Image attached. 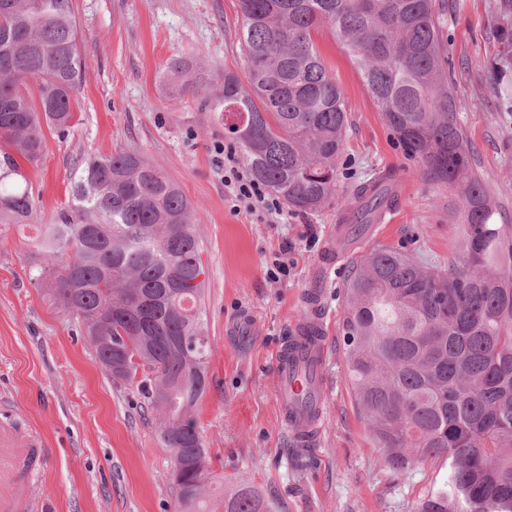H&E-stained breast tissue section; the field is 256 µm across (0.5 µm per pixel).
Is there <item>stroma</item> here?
I'll use <instances>...</instances> for the list:
<instances>
[{
    "mask_svg": "<svg viewBox=\"0 0 512 512\" xmlns=\"http://www.w3.org/2000/svg\"><path fill=\"white\" fill-rule=\"evenodd\" d=\"M493 4L434 0L474 169L498 203L494 222L512 225V112L489 85L501 49ZM73 10L85 72L72 127L66 138L47 136L38 165H20L37 200L34 223L0 227V425L41 444L29 498L43 512H176L174 459L147 399L104 371L39 278L37 227L68 204L80 158L133 149L165 170L201 218L211 353L195 418L210 471L228 486L255 485L279 512H415L448 464L428 459L396 472L383 463L347 378L345 289L352 260L378 247L447 267L461 240L458 188L430 180L406 156L357 65L324 26L314 41L349 120L336 192L313 213L285 204L234 210L224 185L223 121L200 97L172 100L163 75L183 57L203 63L217 82L228 70L245 76L239 0H73ZM390 172L394 204L355 234L347 265L336 266L337 225L354 226L359 189ZM277 256L289 272L275 279L269 270ZM313 293L329 396L320 435L302 448L279 415L274 359L304 322Z\"/></svg>",
    "mask_w": 512,
    "mask_h": 512,
    "instance_id": "obj_1",
    "label": "stroma"
}]
</instances>
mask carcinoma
<instances>
[{"instance_id":"cac0c4a2","label":"carcinoma","mask_w":512,"mask_h":512,"mask_svg":"<svg viewBox=\"0 0 512 512\" xmlns=\"http://www.w3.org/2000/svg\"><path fill=\"white\" fill-rule=\"evenodd\" d=\"M247 84L224 72L211 90L182 58L178 92L224 114L252 177L297 211L336 191L348 116L342 89L312 35L329 26L407 156L432 180L461 188L459 257L432 269L377 248L359 257L346 289L348 377L384 463L407 471L448 462L443 485L417 512H512V225L472 166L450 91L433 0H240ZM503 53L493 94L512 104V0H495ZM84 67L72 0H0V221L30 224L36 199L18 159L36 165L48 129L64 138ZM394 175L360 190L358 224L392 202ZM179 186L142 154L81 161L71 204L43 224L39 245L52 292L82 327L101 366L137 386L174 457L177 512H210L209 453L193 444L210 351L197 224ZM194 346L177 355L172 341ZM224 512H275L252 485L224 491Z\"/></svg>"}]
</instances>
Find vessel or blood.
<instances>
[{"instance_id":"1","label":"vessel or blood","mask_w":512,"mask_h":512,"mask_svg":"<svg viewBox=\"0 0 512 512\" xmlns=\"http://www.w3.org/2000/svg\"><path fill=\"white\" fill-rule=\"evenodd\" d=\"M326 338L320 320L296 329L275 356L276 394L296 442L311 445L327 399L323 378ZM31 441L0 429V512H23V476L28 469Z\"/></svg>"}]
</instances>
